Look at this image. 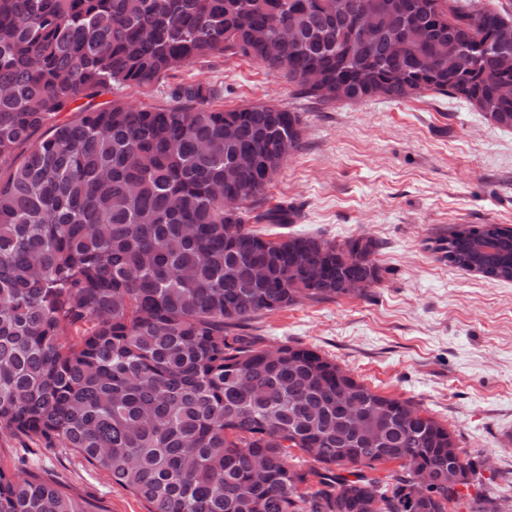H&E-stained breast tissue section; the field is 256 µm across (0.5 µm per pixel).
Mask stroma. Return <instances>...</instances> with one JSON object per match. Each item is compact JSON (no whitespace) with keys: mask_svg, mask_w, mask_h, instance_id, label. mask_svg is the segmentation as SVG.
<instances>
[{"mask_svg":"<svg viewBox=\"0 0 512 512\" xmlns=\"http://www.w3.org/2000/svg\"><path fill=\"white\" fill-rule=\"evenodd\" d=\"M198 82L227 108L273 99L301 115L302 146L265 200L295 212L272 234L379 244V281L366 296L304 300L254 320L246 335L316 349L375 391L415 400L486 459L492 487L512 488V282L457 268L442 250L457 225L512 226V129L433 92L321 104L245 58L200 59L117 95L161 106L175 85ZM0 467L60 483L100 512H148L107 471L36 437L0 434Z\"/></svg>","mask_w":512,"mask_h":512,"instance_id":"stroma-1","label":"stroma"}]
</instances>
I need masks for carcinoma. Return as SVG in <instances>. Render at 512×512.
<instances>
[{
  "label": "carcinoma",
  "mask_w": 512,
  "mask_h": 512,
  "mask_svg": "<svg viewBox=\"0 0 512 512\" xmlns=\"http://www.w3.org/2000/svg\"><path fill=\"white\" fill-rule=\"evenodd\" d=\"M503 25L474 0H0V432L74 451L149 512H451L470 486L466 512H512L412 400L243 334L379 280L370 238H273L257 224L288 209L249 216L301 147L299 113L218 108L201 84L91 103L246 57L324 104L433 91L512 129ZM446 253L512 281V227L463 226ZM0 512L97 510L0 468Z\"/></svg>",
  "instance_id": "cac0c4a2"
}]
</instances>
